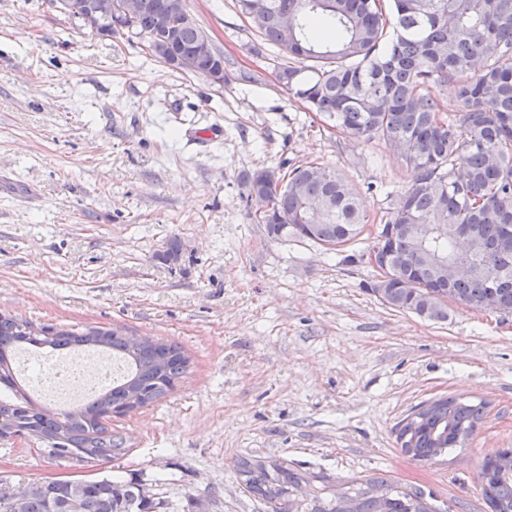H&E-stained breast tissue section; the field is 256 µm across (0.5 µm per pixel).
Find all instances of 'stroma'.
<instances>
[{
    "mask_svg": "<svg viewBox=\"0 0 512 512\" xmlns=\"http://www.w3.org/2000/svg\"><path fill=\"white\" fill-rule=\"evenodd\" d=\"M253 83L176 70L141 37L97 35L57 0H0V312L35 325L112 328L179 344L186 375L109 429L111 462L0 441L10 483L120 475L189 512H268L237 471L253 455L317 480L329 506L351 481L422 490L433 512H491L486 457L512 448V316L448 307L432 322L383 305L362 257L274 240L244 173L312 162L343 171L380 223L410 184L378 140L355 143L276 80L286 58L236 0H186ZM178 262L161 258L171 240ZM485 404L463 447L424 464L398 424L422 402Z\"/></svg>",
    "mask_w": 512,
    "mask_h": 512,
    "instance_id": "35a3bbf8",
    "label": "stroma"
}]
</instances>
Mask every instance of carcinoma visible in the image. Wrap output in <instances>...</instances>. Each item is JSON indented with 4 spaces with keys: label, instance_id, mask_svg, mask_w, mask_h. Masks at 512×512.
Wrapping results in <instances>:
<instances>
[{
    "label": "carcinoma",
    "instance_id": "cac0c4a2",
    "mask_svg": "<svg viewBox=\"0 0 512 512\" xmlns=\"http://www.w3.org/2000/svg\"><path fill=\"white\" fill-rule=\"evenodd\" d=\"M122 18L127 34L148 53L207 76L229 66L190 17L186 0H146ZM268 18L256 29L288 64L279 84L311 112L336 123L354 142L378 138L414 171L385 222L377 254L386 280L368 291L395 311L448 320L453 298L476 310L495 302L512 310V0H266ZM169 18L167 30L160 28ZM333 32L322 40L318 31ZM452 84L459 108L444 116L434 89ZM248 196L266 204L260 217L271 239L288 231L325 245L354 243L366 224L365 201L341 173L298 165L281 183L274 173L244 176ZM436 224L427 241L415 225ZM464 256L475 275L448 279L440 264ZM112 351L130 366L118 384L80 408L57 409L33 399L13 377L15 358L30 351ZM189 359L176 344L149 339L134 345L120 332L39 328L0 313V431L27 433L51 457L107 462L127 452L126 440L105 423L158 401L174 389ZM484 417V406L439 398L399 425L401 448L430 462L462 445ZM238 475L270 512H291V493L310 483L286 461L243 458ZM482 494L492 512H512V448L481 467ZM165 498L135 481L102 478L0 487V512H172ZM326 512H431L420 492L377 479L353 485Z\"/></svg>",
    "mask_w": 512,
    "mask_h": 512
}]
</instances>
